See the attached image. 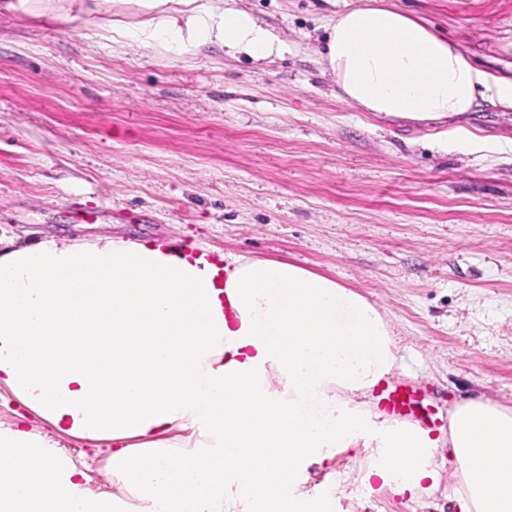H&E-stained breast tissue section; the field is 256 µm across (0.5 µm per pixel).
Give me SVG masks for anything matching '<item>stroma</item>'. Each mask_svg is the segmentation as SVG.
<instances>
[{
  "label": "stroma",
  "instance_id": "stroma-1",
  "mask_svg": "<svg viewBox=\"0 0 512 512\" xmlns=\"http://www.w3.org/2000/svg\"><path fill=\"white\" fill-rule=\"evenodd\" d=\"M363 0H235L288 47L258 66L185 57L112 30L109 0L70 27L0 12V252L45 240L164 241L284 261L372 302L398 350L391 378L455 406L512 408V108L416 122L344 100L320 53ZM481 71L512 76V0H390ZM359 449L309 462L294 490L335 512H451L364 488Z\"/></svg>",
  "mask_w": 512,
  "mask_h": 512
}]
</instances>
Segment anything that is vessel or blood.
Wrapping results in <instances>:
<instances>
[{"label": "vessel or blood", "mask_w": 512, "mask_h": 512, "mask_svg": "<svg viewBox=\"0 0 512 512\" xmlns=\"http://www.w3.org/2000/svg\"><path fill=\"white\" fill-rule=\"evenodd\" d=\"M372 400L384 417L419 425L432 434L443 423L438 407L429 402L420 388L409 383L383 381L373 389Z\"/></svg>", "instance_id": "1"}]
</instances>
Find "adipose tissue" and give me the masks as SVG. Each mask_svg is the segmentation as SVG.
I'll use <instances>...</instances> for the list:
<instances>
[{
	"mask_svg": "<svg viewBox=\"0 0 512 512\" xmlns=\"http://www.w3.org/2000/svg\"><path fill=\"white\" fill-rule=\"evenodd\" d=\"M130 40L180 56L207 44L261 62L286 46L224 0H127ZM320 63L365 111L439 120L480 89L512 107V78L475 68L401 10L338 14ZM377 308L294 264L238 257L227 274L164 242L45 241L0 254V385L61 431L112 446V480L148 512H335V491H284L309 459L366 454L359 480L437 489V440L375 414L366 397L397 366ZM200 432L179 464L166 434ZM45 436L0 429V512H102ZM448 446L457 512H512V410L455 406ZM284 469L264 466L270 454Z\"/></svg>",
	"mask_w": 512,
	"mask_h": 512,
	"instance_id": "adipose-tissue-1",
	"label": "adipose tissue"
}]
</instances>
